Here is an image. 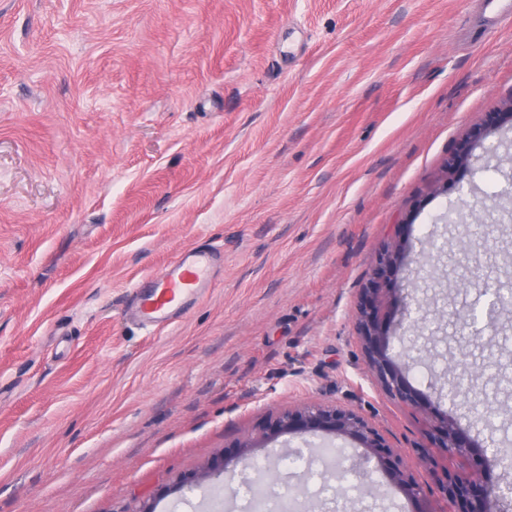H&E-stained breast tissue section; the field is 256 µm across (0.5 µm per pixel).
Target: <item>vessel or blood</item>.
<instances>
[{"label": "vessel or blood", "mask_w": 512, "mask_h": 512, "mask_svg": "<svg viewBox=\"0 0 512 512\" xmlns=\"http://www.w3.org/2000/svg\"><path fill=\"white\" fill-rule=\"evenodd\" d=\"M223 264V252L214 247L179 253L159 274L136 286L129 316L156 328L184 315L209 290L215 270Z\"/></svg>", "instance_id": "obj_1"}]
</instances>
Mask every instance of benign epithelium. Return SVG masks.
I'll use <instances>...</instances> for the list:
<instances>
[{"instance_id":"benign-epithelium-1","label":"benign epithelium","mask_w":512,"mask_h":512,"mask_svg":"<svg viewBox=\"0 0 512 512\" xmlns=\"http://www.w3.org/2000/svg\"><path fill=\"white\" fill-rule=\"evenodd\" d=\"M512 118L508 112H491L482 124L472 129L468 141L448 157V168L456 169L469 162L473 146L483 142L490 133ZM407 258V248L397 245L380 254L370 285L362 289L357 311V329L364 345L371 375L394 401L408 407L427 409L432 404L408 379L411 361L402 355L394 359L390 353L389 329L379 318L381 284L391 278ZM296 434L300 437L343 436L366 449L365 461L375 460V470L396 484L412 500L421 494L420 485L399 467L393 448L384 437L357 413L338 407L313 406L282 413L267 428V436ZM437 448L445 458L471 459L468 472H457L440 465L430 453L421 449L429 463L430 475L448 504V512H494L498 502L497 482L492 478L495 462L481 444L463 428L451 413H441L433 425L431 448Z\"/></svg>"}]
</instances>
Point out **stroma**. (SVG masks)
<instances>
[{"mask_svg":"<svg viewBox=\"0 0 512 512\" xmlns=\"http://www.w3.org/2000/svg\"><path fill=\"white\" fill-rule=\"evenodd\" d=\"M475 10L0 0V512H245L239 472L272 466V508L293 489L299 512H448L420 458L432 416L371 376L356 314L380 252L407 245L382 314L408 340L436 325L411 384L512 442V305L474 350L448 324L475 296L449 289L456 265L512 286V123L447 167L512 103V24L481 32ZM202 243L224 250L210 291L166 328L127 321L135 285ZM475 359L492 428L447 396ZM313 405L362 416L419 498L356 488L348 438L283 466L303 443L265 428ZM511 112L512 104L509 106L508 112L489 113L482 124L472 129L468 141L448 157V169L465 166L469 162L473 146L483 142L494 129L504 123L505 116L511 120Z\"/></svg>","mask_w":512,"mask_h":512,"instance_id":"35a3bbf8","label":"stroma"}]
</instances>
